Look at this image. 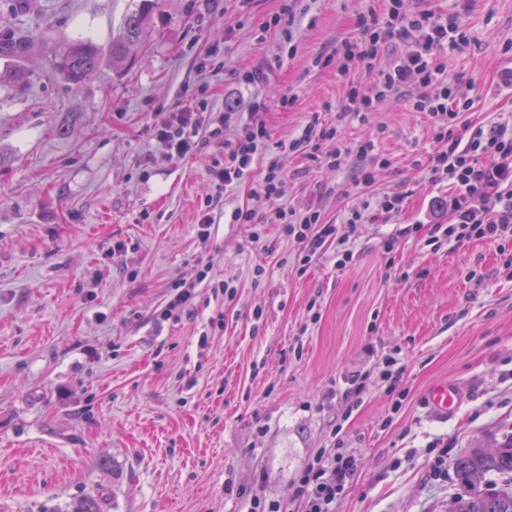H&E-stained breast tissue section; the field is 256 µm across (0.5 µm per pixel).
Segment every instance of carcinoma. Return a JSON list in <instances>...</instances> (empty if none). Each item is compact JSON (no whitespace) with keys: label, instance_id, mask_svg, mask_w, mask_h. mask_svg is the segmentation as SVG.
<instances>
[{"label":"carcinoma","instance_id":"cac0c4a2","mask_svg":"<svg viewBox=\"0 0 512 512\" xmlns=\"http://www.w3.org/2000/svg\"><path fill=\"white\" fill-rule=\"evenodd\" d=\"M158 0H140L125 17L122 32L103 47L90 38L73 41L62 54H51L44 74L60 77L73 88L109 60L115 67L128 66L130 47L142 41L152 22ZM27 49L23 36L0 38V57H19ZM459 486L448 501V512H512V436L493 451L480 445L466 449L453 462Z\"/></svg>","mask_w":512,"mask_h":512}]
</instances>
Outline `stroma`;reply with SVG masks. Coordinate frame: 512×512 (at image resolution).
<instances>
[{
	"mask_svg": "<svg viewBox=\"0 0 512 512\" xmlns=\"http://www.w3.org/2000/svg\"><path fill=\"white\" fill-rule=\"evenodd\" d=\"M383 5L297 0L288 43L271 24L284 0H161L132 66L102 64L73 89L44 77L39 24L55 21L59 52L81 37L105 46L131 0H34L24 12L0 0L11 32L29 37L19 58H0V74H26L0 83V512H61L85 497L103 512H241L229 478L301 512L293 481L333 450L355 459L336 512H446L456 456L512 434V269L489 242L425 246L451 188L412 164L430 145L423 114L392 99L372 124L347 125L353 142L386 128L377 148L391 166L369 188L358 160L335 171L280 150L292 205L318 202L339 233L365 192L406 193L397 219L359 226L344 268L328 245L299 269L276 224L258 244L249 225L220 220L200 243L208 166L223 152L172 161L151 136L199 100L212 112L256 100L288 141L344 93L315 58ZM460 21L474 40L448 54V76L469 90V120L487 123L512 110L497 79L512 0H472ZM255 69L254 85L231 77ZM118 242L127 252L111 255ZM202 260L237 299L202 288L193 315L159 321L172 282ZM391 357L403 369L394 384L381 375ZM437 383L457 387L453 412L429 405Z\"/></svg>",
	"mask_w": 512,
	"mask_h": 512,
	"instance_id": "stroma-1",
	"label": "stroma"
}]
</instances>
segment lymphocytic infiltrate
<instances>
[{
    "label": "lymphocytic infiltrate",
    "instance_id": "obj_1",
    "mask_svg": "<svg viewBox=\"0 0 512 512\" xmlns=\"http://www.w3.org/2000/svg\"><path fill=\"white\" fill-rule=\"evenodd\" d=\"M361 37L343 40L332 54L322 58L344 77L347 91L335 122L311 113L308 121L288 142L275 140L265 118V106L253 103L249 112H210L191 109L169 113L154 127V138L168 158L182 159L202 147L200 133L223 143V160L209 167L210 183L197 222L201 243H208L215 224L213 204L240 186H248L249 203L235 207L229 223L251 225L253 241H260L262 227L280 225L285 238L298 246V261L308 266L322 254L326 243L336 245L337 267H347L359 225L389 223L401 215L406 200L402 193L372 194L350 207L343 222L348 234L338 235L334 222L319 204L302 207L286 204L292 182L278 161L281 146L319 167L342 169L349 158L364 160L363 185H371L376 170L390 167L374 140H345V123H368L389 99H405L413 111L429 121L434 149L413 161L430 181L448 183V221L434 224L425 244L439 250L443 244L486 240L501 246L503 265L512 268V113H499L488 124H473L466 117L472 100L459 83L449 81L445 56L470 47L473 37L459 21L457 9L435 12L418 8L415 0H388L384 12L359 13ZM404 49L385 67L381 55L394 44ZM332 151H325L326 143ZM262 172H255V165ZM354 471L351 457L343 454L316 456L294 484L292 496L303 502L304 512H332V505Z\"/></svg>",
    "mask_w": 512,
    "mask_h": 512
}]
</instances>
